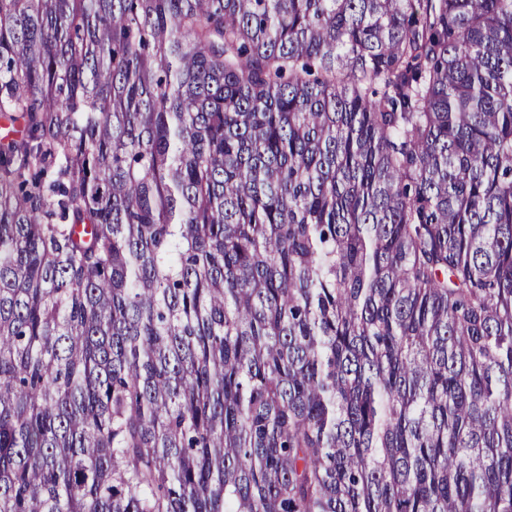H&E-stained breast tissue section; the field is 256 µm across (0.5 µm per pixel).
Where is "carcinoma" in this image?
Here are the masks:
<instances>
[{"mask_svg":"<svg viewBox=\"0 0 512 512\" xmlns=\"http://www.w3.org/2000/svg\"><path fill=\"white\" fill-rule=\"evenodd\" d=\"M0 512H512V0H0Z\"/></svg>","mask_w":512,"mask_h":512,"instance_id":"obj_1","label":"carcinoma"}]
</instances>
